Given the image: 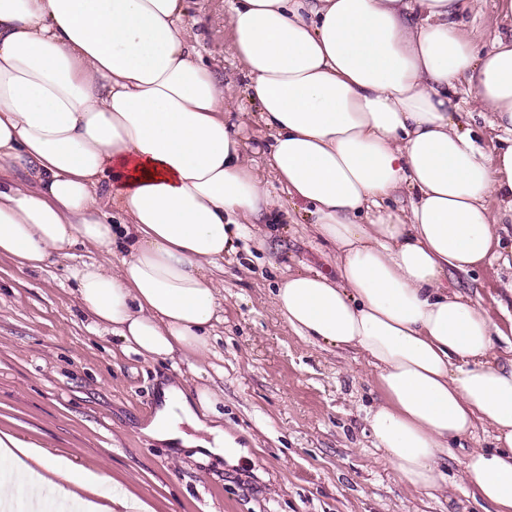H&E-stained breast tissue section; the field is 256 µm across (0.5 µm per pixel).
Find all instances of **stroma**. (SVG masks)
I'll return each mask as SVG.
<instances>
[{"instance_id": "obj_1", "label": "stroma", "mask_w": 512, "mask_h": 512, "mask_svg": "<svg viewBox=\"0 0 512 512\" xmlns=\"http://www.w3.org/2000/svg\"><path fill=\"white\" fill-rule=\"evenodd\" d=\"M225 0H186L190 34L202 62L223 80L247 160L272 197L278 220L248 226L212 276L222 319L201 368L181 359L147 361L96 330L81 308L68 269L99 260L77 248L31 270L0 259V429L40 443L62 464L107 474L155 502L156 512H486L448 463V488L408 489L383 462L367 425L379 399L354 352L298 336L275 301L290 273L336 272L334 247L315 237L303 207L288 203L269 164V131L254 119L249 80L236 60ZM450 283L499 325L512 315V269L487 267ZM217 387L224 426L248 447L238 466L200 461L142 433L161 380Z\"/></svg>"}]
</instances>
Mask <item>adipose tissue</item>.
<instances>
[{
	"label": "adipose tissue",
	"mask_w": 512,
	"mask_h": 512,
	"mask_svg": "<svg viewBox=\"0 0 512 512\" xmlns=\"http://www.w3.org/2000/svg\"><path fill=\"white\" fill-rule=\"evenodd\" d=\"M270 163L337 278H283L276 306L299 336L355 352L380 393L374 446L404 484L443 487L454 443L473 498L512 512V357L498 326L448 274L512 265L488 205L512 214V0L506 31L476 51L470 0H226ZM467 80L502 141L487 152L456 98ZM225 88L197 61L183 0H0V258L40 269L77 247L117 267H70L96 328L143 359L206 357L218 321L210 274L275 200L224 114ZM406 208L387 201L401 188ZM145 435L237 462L216 391L161 386ZM0 504L48 496L81 512H155L134 493L92 497L36 444L0 432Z\"/></svg>",
	"instance_id": "obj_1"
}]
</instances>
